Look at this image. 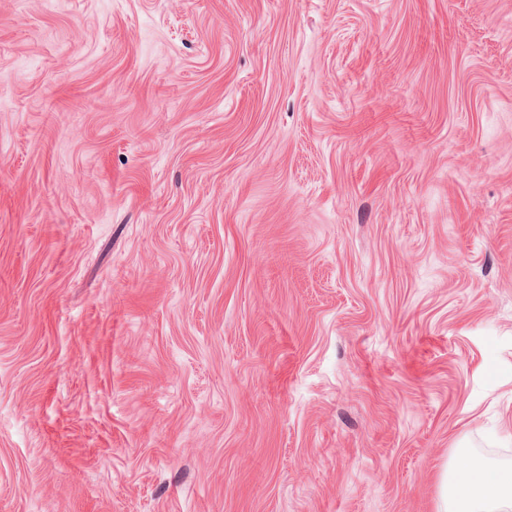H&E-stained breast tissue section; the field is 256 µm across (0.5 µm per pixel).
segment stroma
Wrapping results in <instances>:
<instances>
[{
  "mask_svg": "<svg viewBox=\"0 0 512 512\" xmlns=\"http://www.w3.org/2000/svg\"><path fill=\"white\" fill-rule=\"evenodd\" d=\"M512 465V0H0V512H436Z\"/></svg>",
  "mask_w": 512,
  "mask_h": 512,
  "instance_id": "1",
  "label": "stroma"
}]
</instances>
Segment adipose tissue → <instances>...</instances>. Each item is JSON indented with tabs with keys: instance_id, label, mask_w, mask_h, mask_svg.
<instances>
[{
	"instance_id": "adipose-tissue-1",
	"label": "adipose tissue",
	"mask_w": 512,
	"mask_h": 512,
	"mask_svg": "<svg viewBox=\"0 0 512 512\" xmlns=\"http://www.w3.org/2000/svg\"><path fill=\"white\" fill-rule=\"evenodd\" d=\"M437 512H512V467L477 460L445 470Z\"/></svg>"
}]
</instances>
